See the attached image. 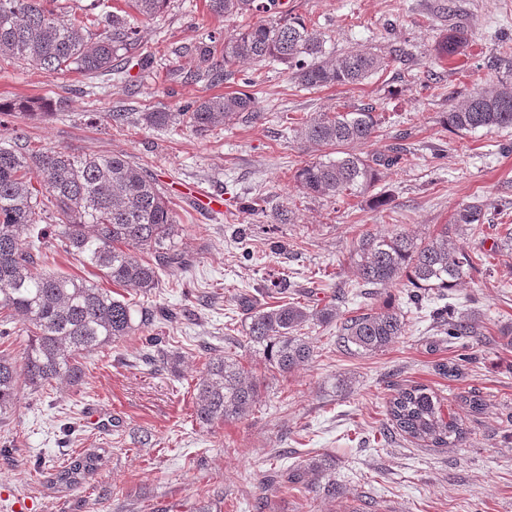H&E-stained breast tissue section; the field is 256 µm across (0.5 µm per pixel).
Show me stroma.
<instances>
[{"mask_svg": "<svg viewBox=\"0 0 512 512\" xmlns=\"http://www.w3.org/2000/svg\"><path fill=\"white\" fill-rule=\"evenodd\" d=\"M290 16L327 35L326 50L352 47L390 57L387 70L354 86L305 89L281 64L256 67L259 117L227 122L199 136L174 126L121 131L95 123L98 112H173L184 102L238 91L239 75L218 87L183 81L197 60L188 48L209 34L230 33L251 16L218 20L205 0H172L145 23L142 54L150 67L85 75L46 72L0 57V102L65 100L45 120L0 115V143L25 137L29 147L76 154H123L165 190L187 266L164 273L141 307H167L151 334L169 338L184 357L179 373L154 372L137 360V341L85 355L81 387L30 391L19 384L15 409L0 422V512H512V128L464 135L448 131L443 112L473 89L476 77L512 85V0H288ZM466 40L437 60L449 27ZM374 102L381 124L358 153H385L405 134L401 164L381 169L364 194L340 201L302 194L296 170L318 158L289 133L291 119ZM217 193L224 210L197 208L187 187ZM387 205H376V196ZM262 198L263 212L250 210ZM480 204L484 224L467 237L471 251L488 254L484 268L449 294L459 312L483 328L469 345L449 338L429 315L433 302L408 313L394 343L372 355L338 351L336 324L307 334L317 354L282 376L246 338L239 293H257L283 276L299 298L332 303L338 318L358 303L341 298L356 281L355 248L366 232L398 228L419 238L450 225L459 206ZM291 221L277 223L276 213ZM233 331H226V322ZM208 342L236 356L260 384L244 419L202 426L193 416L194 384ZM458 364L456 376L441 370ZM421 384L440 398L464 430L462 442L426 445L388 431L386 403L395 386ZM479 397L481 411L469 401ZM101 454L99 468L71 488L51 487L55 470L79 453ZM327 457L338 487L286 491L272 474L310 458ZM41 459L42 474L27 461Z\"/></svg>", "mask_w": 512, "mask_h": 512, "instance_id": "35a3bbf8", "label": "stroma"}]
</instances>
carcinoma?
<instances>
[{
  "label": "carcinoma",
  "mask_w": 512,
  "mask_h": 512,
  "mask_svg": "<svg viewBox=\"0 0 512 512\" xmlns=\"http://www.w3.org/2000/svg\"><path fill=\"white\" fill-rule=\"evenodd\" d=\"M171 0H125L126 8L110 11L92 34L83 21L44 6V0H0V56L45 71L121 73L140 46V24L162 12ZM210 15L257 18L224 36V53L216 56L214 40L201 41L192 52L198 64L193 81L217 86L241 63L281 64L303 88L361 83L389 66L387 58L352 47L326 54L325 34L297 17L275 15L276 0H207ZM244 89L224 96L200 97L176 112H107L102 121L115 130L129 126L164 129L183 123L206 135L232 118L258 116L257 99L248 92L254 79L242 78ZM54 108H63V101ZM23 101L14 109L28 116L53 108ZM448 131L463 134L512 128V86L478 83L443 116ZM379 128L371 103L343 111L317 112L292 131L305 147L333 148L300 167L294 181L306 195L335 200L362 194L377 180L379 168L401 163L406 149L395 143L388 153L363 156L348 146L370 140ZM482 208L464 205L455 214V231H475ZM54 224L60 247L83 266L97 269L112 285L148 294L159 285L160 271L182 267L178 238L183 231L156 179L123 154L76 156L62 149H31L0 145V340L16 334L21 320L29 336L16 365L0 353V417L17 403L19 375L37 390L46 385L84 384L78 357L118 345L145 331L155 319L171 318L165 308L133 309L126 299L71 275L45 269L42 224ZM358 285L406 288L407 304L421 305L434 293L448 296L475 266L478 255L457 244L443 228L427 240L405 231L368 232L358 243ZM238 306L247 312V338L281 375H288L315 356V346L302 331L336 320V306L314 307L296 299L261 307L246 296ZM434 320L448 325V336L462 340L480 335L476 318L445 304L433 310ZM405 313L368 308L348 317L338 328L336 346L374 354L403 335ZM142 362L178 372L182 356L164 349V338L141 336ZM259 384L240 360L211 357L195 384V420L203 426L239 420L257 403ZM390 421L401 434L443 447L462 439L455 419L443 417L440 400L421 385L395 390L387 402ZM97 457L80 455L54 473L55 484L68 488L94 470ZM327 470L311 459L280 475V483L304 487L321 483Z\"/></svg>",
  "instance_id": "carcinoma-1"
}]
</instances>
